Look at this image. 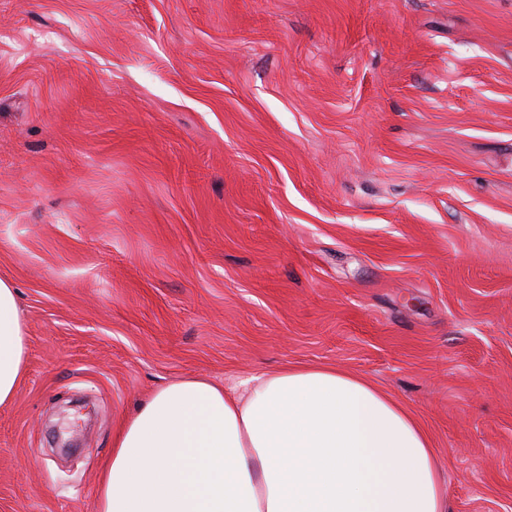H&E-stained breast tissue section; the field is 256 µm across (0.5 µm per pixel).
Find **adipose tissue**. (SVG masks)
<instances>
[{
  "instance_id": "ef3b65f1",
  "label": "adipose tissue",
  "mask_w": 512,
  "mask_h": 512,
  "mask_svg": "<svg viewBox=\"0 0 512 512\" xmlns=\"http://www.w3.org/2000/svg\"><path fill=\"white\" fill-rule=\"evenodd\" d=\"M18 290L0 277V405L27 368ZM97 512H448L429 436L396 400L330 367L171 382L123 423Z\"/></svg>"
}]
</instances>
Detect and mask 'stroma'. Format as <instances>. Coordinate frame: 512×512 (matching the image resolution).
<instances>
[{
    "mask_svg": "<svg viewBox=\"0 0 512 512\" xmlns=\"http://www.w3.org/2000/svg\"><path fill=\"white\" fill-rule=\"evenodd\" d=\"M1 276L0 512H97L139 401L286 366L512 512V0H0ZM27 343L18 290L10 279L0 277V405L13 401L25 377Z\"/></svg>",
    "mask_w": 512,
    "mask_h": 512,
    "instance_id": "1",
    "label": "stroma"
}]
</instances>
